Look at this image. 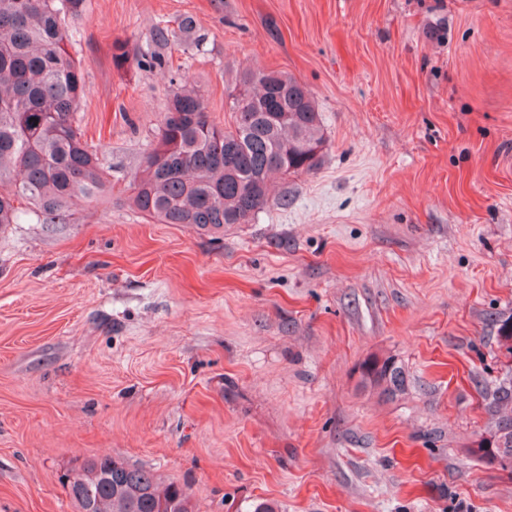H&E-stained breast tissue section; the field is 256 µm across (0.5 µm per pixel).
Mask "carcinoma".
I'll list each match as a JSON object with an SVG mask.
<instances>
[{
	"label": "carcinoma",
	"mask_w": 512,
	"mask_h": 512,
	"mask_svg": "<svg viewBox=\"0 0 512 512\" xmlns=\"http://www.w3.org/2000/svg\"><path fill=\"white\" fill-rule=\"evenodd\" d=\"M84 0H0V227L32 208L43 224L72 220L74 198L107 190L99 152L75 121L85 81L68 52V21ZM232 125L220 127L201 95L171 91L159 139L136 173L135 207L162 224L218 232L247 224L269 202L271 177L314 169L325 137L306 88L279 71L246 68L229 94ZM362 385L405 394L392 357L366 360ZM494 428L512 435V387L485 392ZM80 512H192L187 489L110 457L82 461L61 477Z\"/></svg>",
	"instance_id": "1"
}]
</instances>
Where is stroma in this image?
Returning a JSON list of instances; mask_svg holds the SVG:
<instances>
[{
    "mask_svg": "<svg viewBox=\"0 0 512 512\" xmlns=\"http://www.w3.org/2000/svg\"><path fill=\"white\" fill-rule=\"evenodd\" d=\"M69 35L112 189L0 228V512H77L59 477L103 455L195 512H512L470 453L512 370V0H85ZM247 66L310 90L320 164L217 234L138 211L172 75L225 126ZM361 382L391 399L405 394L407 390L404 369L391 357L366 360L362 365Z\"/></svg>",
    "mask_w": 512,
    "mask_h": 512,
    "instance_id": "stroma-1",
    "label": "stroma"
}]
</instances>
